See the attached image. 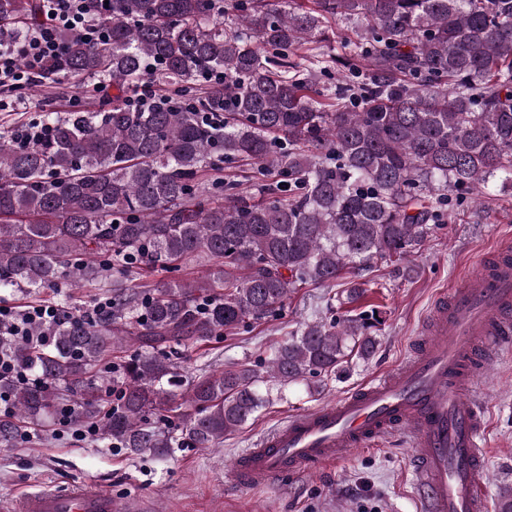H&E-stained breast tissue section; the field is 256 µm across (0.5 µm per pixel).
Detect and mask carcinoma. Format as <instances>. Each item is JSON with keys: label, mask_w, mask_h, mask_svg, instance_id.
<instances>
[{"label": "carcinoma", "mask_w": 512, "mask_h": 512, "mask_svg": "<svg viewBox=\"0 0 512 512\" xmlns=\"http://www.w3.org/2000/svg\"><path fill=\"white\" fill-rule=\"evenodd\" d=\"M108 38L71 31L50 79L111 83L93 112L51 115V134L22 149L0 133V288L38 290L65 279L98 289L111 312L94 326L70 320L51 345L5 336L0 347L43 379L0 380L18 422L61 410L55 384L84 392L71 419L137 455L212 448L244 425L268 394L260 384L303 383L372 357L373 316L308 323L280 344L265 373H205L183 401L186 350L276 314L301 284L334 281L346 266L401 256L420 244L449 195L512 177V0H86ZM39 0H0V37L39 25ZM363 24L353 57L322 51L331 23ZM365 78L330 92L343 68ZM156 82L171 101L135 107L128 93ZM224 118L222 125L204 119ZM251 161L272 179L250 200L219 163ZM213 187L225 201L209 203ZM210 264L191 280L151 285L156 267ZM115 361L112 400L91 369ZM181 418L173 436L148 420Z\"/></svg>", "instance_id": "obj_1"}]
</instances>
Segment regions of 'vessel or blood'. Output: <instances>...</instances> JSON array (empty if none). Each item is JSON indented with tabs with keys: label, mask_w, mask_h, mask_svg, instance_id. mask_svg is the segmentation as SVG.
I'll list each match as a JSON object with an SVG mask.
<instances>
[{
	"label": "vessel or blood",
	"mask_w": 512,
	"mask_h": 512,
	"mask_svg": "<svg viewBox=\"0 0 512 512\" xmlns=\"http://www.w3.org/2000/svg\"><path fill=\"white\" fill-rule=\"evenodd\" d=\"M433 316V337L421 353L332 405L289 417L239 454L233 480L293 478L398 432L412 448L425 512H487L479 383L492 360L512 351V251L495 248L483 274L436 299ZM19 512L139 510L78 484L29 495Z\"/></svg>",
	"instance_id": "vessel-or-blood-1"
}]
</instances>
